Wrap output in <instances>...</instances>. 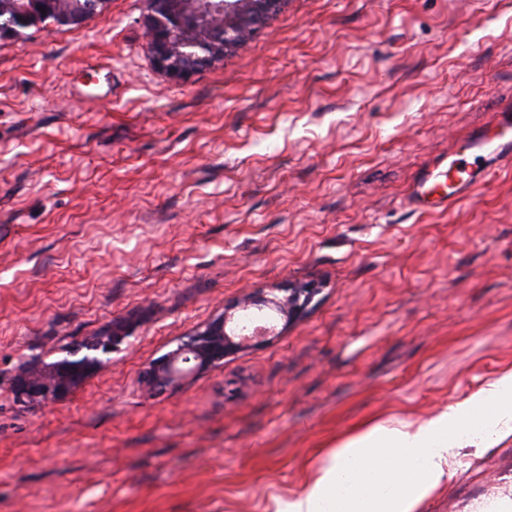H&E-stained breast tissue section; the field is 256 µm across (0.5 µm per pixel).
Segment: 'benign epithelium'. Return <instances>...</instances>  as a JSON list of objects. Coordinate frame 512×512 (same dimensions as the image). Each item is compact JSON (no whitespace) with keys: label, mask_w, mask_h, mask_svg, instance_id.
Instances as JSON below:
<instances>
[{"label":"benign epithelium","mask_w":512,"mask_h":512,"mask_svg":"<svg viewBox=\"0 0 512 512\" xmlns=\"http://www.w3.org/2000/svg\"><path fill=\"white\" fill-rule=\"evenodd\" d=\"M284 0H208L197 8L196 0H147L144 18L147 46L154 64L177 80L224 59L236 47L250 41L280 9ZM41 8L58 14L69 26L84 23L73 15L67 0H46ZM316 292L312 286L253 291L224 307L220 314L193 334L181 338L177 347L153 361L146 371L148 381L157 386L212 366L252 346L278 336L276 327L257 328L244 333L242 322L254 311L274 310L290 321L304 313ZM123 333L114 331L91 343L69 351L70 357L52 364L41 360L28 363L13 383L22 402L46 403L57 400L82 383L92 370L103 367L101 356L115 352Z\"/></svg>","instance_id":"7a95c632"}]
</instances>
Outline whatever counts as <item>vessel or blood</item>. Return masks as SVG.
I'll use <instances>...</instances> for the list:
<instances>
[{
	"label": "vessel or blood",
	"mask_w": 512,
	"mask_h": 512,
	"mask_svg": "<svg viewBox=\"0 0 512 512\" xmlns=\"http://www.w3.org/2000/svg\"><path fill=\"white\" fill-rule=\"evenodd\" d=\"M512 165V113H497L493 125L421 173L408 192L413 209L445 213L505 167Z\"/></svg>",
	"instance_id": "1"
}]
</instances>
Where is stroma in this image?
Segmentation results:
<instances>
[{"instance_id": "35a3bbf8", "label": "stroma", "mask_w": 512, "mask_h": 512, "mask_svg": "<svg viewBox=\"0 0 512 512\" xmlns=\"http://www.w3.org/2000/svg\"><path fill=\"white\" fill-rule=\"evenodd\" d=\"M146 0L0 39V512H272L365 422L512 369V170L446 214L421 171L512 108V0H286L178 81ZM314 285L282 334L159 389L179 337ZM125 328L47 405L13 380ZM512 497V437L422 512Z\"/></svg>"}]
</instances>
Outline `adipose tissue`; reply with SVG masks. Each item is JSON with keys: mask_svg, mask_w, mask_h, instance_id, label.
<instances>
[{"mask_svg": "<svg viewBox=\"0 0 512 512\" xmlns=\"http://www.w3.org/2000/svg\"><path fill=\"white\" fill-rule=\"evenodd\" d=\"M512 436V370L418 425L376 423L347 438L275 512H419L453 481L465 448Z\"/></svg>", "mask_w": 512, "mask_h": 512, "instance_id": "ef3b65f1", "label": "adipose tissue"}]
</instances>
